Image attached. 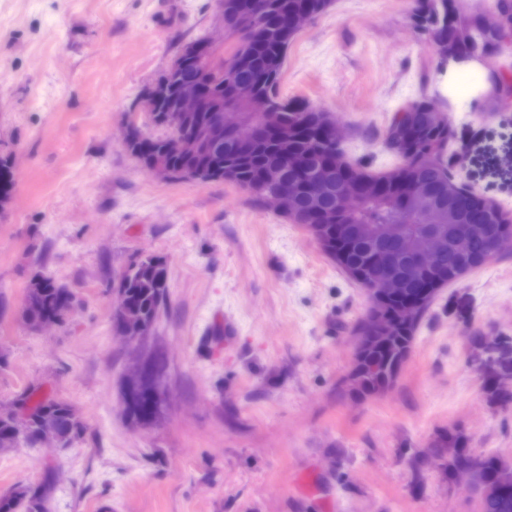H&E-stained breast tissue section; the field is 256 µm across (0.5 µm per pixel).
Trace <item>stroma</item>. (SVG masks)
<instances>
[{"label": "stroma", "mask_w": 512, "mask_h": 512, "mask_svg": "<svg viewBox=\"0 0 512 512\" xmlns=\"http://www.w3.org/2000/svg\"><path fill=\"white\" fill-rule=\"evenodd\" d=\"M217 39L216 0H0V409L69 403L83 438L0 450V497L41 488L47 512H480L448 480L434 441L460 428L475 456L512 460V403L487 399L472 337L512 336V247L440 289L385 394L343 393L369 300L298 224L227 181L153 176L122 143L153 126L144 90L183 49ZM512 50L451 72L412 0H330L288 48L284 95L342 127L348 159L402 163L392 114L445 111L457 179L512 214V114L490 71ZM146 255L168 269L151 351L166 388L159 422L130 427L121 376L132 348L112 329V288ZM69 289L63 323L21 319L35 278ZM234 334L215 335L216 316ZM314 471L318 492L295 487Z\"/></svg>", "instance_id": "stroma-1"}]
</instances>
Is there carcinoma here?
Masks as SVG:
<instances>
[{
	"label": "carcinoma",
	"mask_w": 512,
	"mask_h": 512,
	"mask_svg": "<svg viewBox=\"0 0 512 512\" xmlns=\"http://www.w3.org/2000/svg\"><path fill=\"white\" fill-rule=\"evenodd\" d=\"M447 0H414L413 15L418 17L427 9L424 27L437 22L441 27V39L446 46L467 49L469 28L461 18L452 23L439 19L442 4ZM329 5V0H254L251 8L242 11L240 28L247 32V43L234 48L231 58L216 62L212 67L224 74V81L216 82L213 88L224 87V99L237 89H248L256 100L244 106L247 119L258 116L262 104L277 107L288 118L292 128L294 151L306 156L311 168L294 174L283 162L282 180L298 181L301 224H328L330 215L336 214L338 224H408L414 229L422 227L418 207L406 199L407 185L398 180L405 173L423 190L428 203L443 215L453 214L452 223L460 225V234L466 249L474 255L485 254L490 247L489 228L511 224L509 215L496 204L489 202L472 190L464 189L448 179V131L427 125L400 145L396 153L403 164L389 172L373 174L361 170L345 160L341 142L327 134H314V130L329 117L322 110L299 100L286 99L281 94V79L289 42L279 37L285 23L294 14L308 11L320 15ZM194 77L187 70L166 72L156 82L155 111H165L177 89L178 82ZM168 136L146 135L143 141L133 142L129 150L140 151L146 147L143 159L161 153L167 146ZM278 141L273 134L248 151L240 150L234 142L222 140L214 144L208 162L215 172L212 180L234 182L247 188L266 176L268 158L277 153ZM349 186L356 193L353 204L340 198V190ZM329 257L341 269L351 266L365 267L369 259L366 243L361 241L344 250L343 258ZM459 261L457 252L444 251L436 260L435 267L427 275L414 281L406 289V296L413 297L427 284L437 278L451 277ZM46 288H32L28 292L27 304L35 320L45 316L64 321L66 302L53 287L55 280L44 278ZM126 305L130 311L146 323H156L159 314V298L166 296L167 267L156 256H146L130 265L125 280ZM415 337L401 329L396 339L387 347H372L370 356L375 369L359 375V393L369 395L377 386L392 385L396 381L405 360L409 357ZM33 419L43 418L52 422L59 433L69 442L80 438L84 427L73 422L71 408L57 400L38 401L31 407ZM163 414V406L150 394L142 393L136 400L131 415L152 424ZM18 438L35 444V430L21 431L13 417L0 415V443ZM466 438L459 431L439 436L435 447L446 456L448 474H453L458 462L469 457ZM476 490L479 492L481 512H512V462L496 456L481 458V469L477 475ZM44 512V496L38 489H29L20 496L0 498V512Z\"/></svg>",
	"instance_id": "obj_1"
}]
</instances>
